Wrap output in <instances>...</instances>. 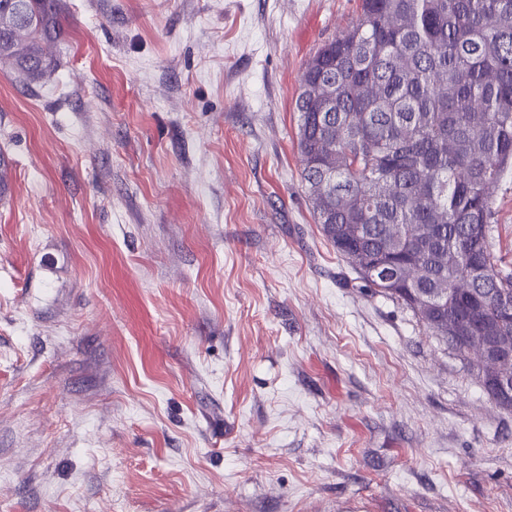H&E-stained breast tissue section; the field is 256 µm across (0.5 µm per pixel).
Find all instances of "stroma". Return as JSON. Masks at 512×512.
I'll return each mask as SVG.
<instances>
[{
  "instance_id": "35a3bbf8",
  "label": "stroma",
  "mask_w": 512,
  "mask_h": 512,
  "mask_svg": "<svg viewBox=\"0 0 512 512\" xmlns=\"http://www.w3.org/2000/svg\"><path fill=\"white\" fill-rule=\"evenodd\" d=\"M63 6L0 73V512H512V412L312 212L300 77L360 0Z\"/></svg>"
}]
</instances>
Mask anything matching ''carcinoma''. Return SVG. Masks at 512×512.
<instances>
[{"label": "carcinoma", "mask_w": 512, "mask_h": 512, "mask_svg": "<svg viewBox=\"0 0 512 512\" xmlns=\"http://www.w3.org/2000/svg\"><path fill=\"white\" fill-rule=\"evenodd\" d=\"M62 18L60 0H0V71H52ZM295 109L315 218L365 286L463 357L455 327L512 336L488 193L512 173V0H361L307 62ZM374 261L396 280L370 279ZM469 366L512 412L496 378Z\"/></svg>", "instance_id": "carcinoma-1"}]
</instances>
